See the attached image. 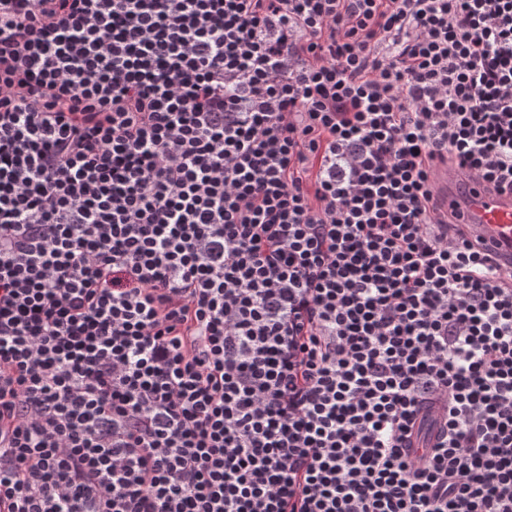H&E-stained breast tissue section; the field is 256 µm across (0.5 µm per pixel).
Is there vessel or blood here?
I'll return each mask as SVG.
<instances>
[{"mask_svg": "<svg viewBox=\"0 0 512 512\" xmlns=\"http://www.w3.org/2000/svg\"><path fill=\"white\" fill-rule=\"evenodd\" d=\"M440 202L461 213L462 222L480 237L492 256L504 267H512V195L463 183L459 171L445 165L435 170Z\"/></svg>", "mask_w": 512, "mask_h": 512, "instance_id": "vessel-or-blood-1", "label": "vessel or blood"}]
</instances>
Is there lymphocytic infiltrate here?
<instances>
[{"mask_svg": "<svg viewBox=\"0 0 512 512\" xmlns=\"http://www.w3.org/2000/svg\"><path fill=\"white\" fill-rule=\"evenodd\" d=\"M512 0H0V512H512ZM436 188L440 202L448 210L462 214V224L475 237H480L492 256L506 269L512 267V195L498 194L469 182L461 191L459 171L447 165L435 170Z\"/></svg>", "mask_w": 512, "mask_h": 512, "instance_id": "f902f5d3", "label": "lymphocytic infiltrate"}]
</instances>
